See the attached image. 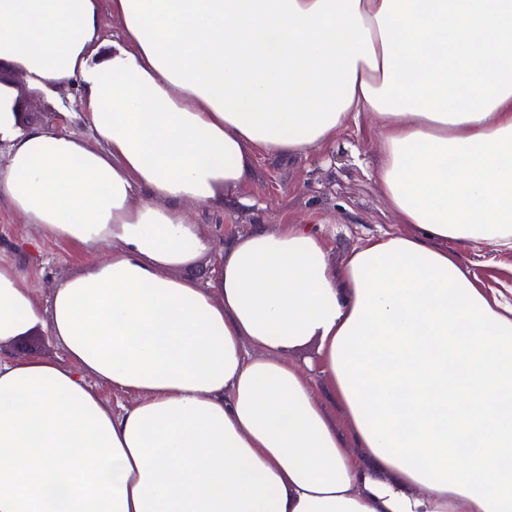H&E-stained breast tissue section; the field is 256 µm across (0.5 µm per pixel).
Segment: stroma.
Here are the masks:
<instances>
[{
    "mask_svg": "<svg viewBox=\"0 0 512 512\" xmlns=\"http://www.w3.org/2000/svg\"><path fill=\"white\" fill-rule=\"evenodd\" d=\"M0 81L16 89L24 125L64 129L96 145L78 114L76 88H60L50 95L34 93L22 74L7 66L0 68ZM378 153L377 126L371 119H361L338 132L333 145L309 157L258 156L255 176L242 189L248 205L226 214L194 210L190 219L218 248L225 234H244L257 224H307L323 237L330 263L343 265L368 237L402 229L372 177ZM459 254L482 287H512V249L464 247ZM93 257V252L45 238L35 225L24 223L7 204H0V263L16 268L40 306H47L57 282L79 273Z\"/></svg>",
    "mask_w": 512,
    "mask_h": 512,
    "instance_id": "1",
    "label": "stroma"
}]
</instances>
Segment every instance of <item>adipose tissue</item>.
<instances>
[{
    "label": "adipose tissue",
    "instance_id": "1",
    "mask_svg": "<svg viewBox=\"0 0 512 512\" xmlns=\"http://www.w3.org/2000/svg\"><path fill=\"white\" fill-rule=\"evenodd\" d=\"M1 62L76 87L99 145L21 127L0 83V203L112 255L45 309L0 265V348L64 353L0 361V512H512V302L451 249L512 248V0H0ZM363 113L406 231L337 268L305 224L216 251L189 222ZM32 355L55 359L62 357L63 353L54 337L41 328L23 336L9 347L1 349L0 353L1 361ZM326 380L319 376L317 379L316 390L319 397L324 401L326 409L329 413L336 415V426L342 432L349 431V423L347 421L346 414L336 398V401L329 395L326 385Z\"/></svg>",
    "mask_w": 512,
    "mask_h": 512
}]
</instances>
